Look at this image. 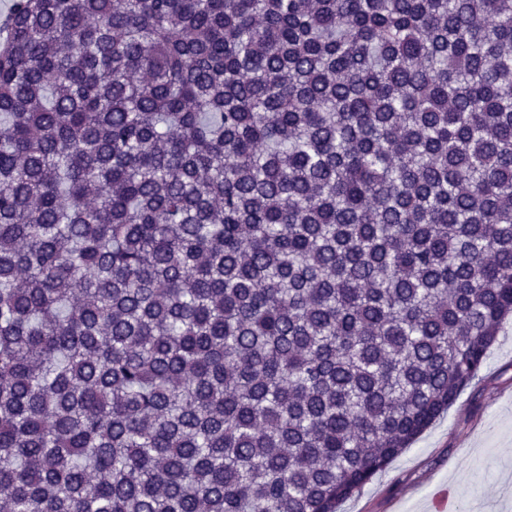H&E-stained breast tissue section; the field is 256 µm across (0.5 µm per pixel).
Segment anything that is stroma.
I'll use <instances>...</instances> for the list:
<instances>
[{"label": "stroma", "mask_w": 512, "mask_h": 512, "mask_svg": "<svg viewBox=\"0 0 512 512\" xmlns=\"http://www.w3.org/2000/svg\"><path fill=\"white\" fill-rule=\"evenodd\" d=\"M441 488L460 512H512V320L478 380L341 512H431Z\"/></svg>", "instance_id": "stroma-1"}]
</instances>
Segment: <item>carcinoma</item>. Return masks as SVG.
<instances>
[{
	"label": "carcinoma",
	"mask_w": 512,
	"mask_h": 512,
	"mask_svg": "<svg viewBox=\"0 0 512 512\" xmlns=\"http://www.w3.org/2000/svg\"><path fill=\"white\" fill-rule=\"evenodd\" d=\"M512 317V0H14L5 512H340Z\"/></svg>",
	"instance_id": "obj_1"
}]
</instances>
